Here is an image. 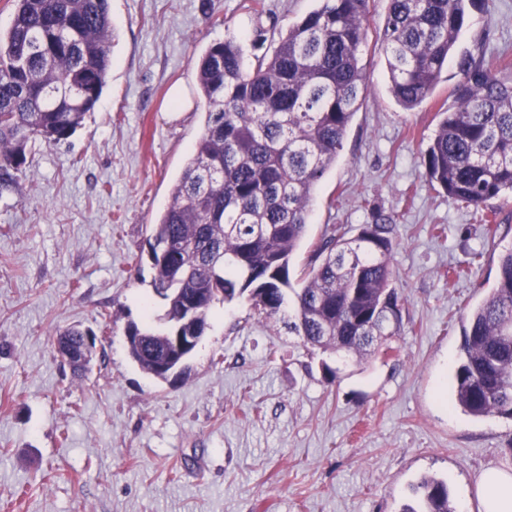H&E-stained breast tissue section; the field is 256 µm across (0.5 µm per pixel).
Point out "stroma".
<instances>
[{
  "instance_id": "stroma-1",
  "label": "stroma",
  "mask_w": 512,
  "mask_h": 512,
  "mask_svg": "<svg viewBox=\"0 0 512 512\" xmlns=\"http://www.w3.org/2000/svg\"><path fill=\"white\" fill-rule=\"evenodd\" d=\"M111 0L117 38L99 102L68 142L35 146L23 193L0 196V512H401L425 475L455 512H479L482 473H512V420L453 405L463 328L512 249V197L485 212L425 178L457 61L494 53L512 78V0H476L433 94L407 111L368 38V92L314 195L290 259L298 280L332 225L395 222L402 288L396 355L323 352L259 315L215 305L184 374L159 381L129 357L153 271L149 227L170 202L204 128L195 62L212 43L286 31L317 0ZM187 99L170 98L173 86ZM97 332L75 377L57 330Z\"/></svg>"
}]
</instances>
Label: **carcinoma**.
I'll return each instance as SVG.
<instances>
[{
	"mask_svg": "<svg viewBox=\"0 0 512 512\" xmlns=\"http://www.w3.org/2000/svg\"><path fill=\"white\" fill-rule=\"evenodd\" d=\"M0 32V195L22 194L37 144L67 141L99 101L111 64L110 0H12ZM374 0H320L279 33L271 53L245 61L236 37L196 61L205 130L171 200L151 225L153 290L170 325L208 324L217 303L250 292L274 317L293 304L288 332L324 352L389 353L405 299L393 284V219L379 214L351 237L332 227L314 251L303 286L288 297L289 261L302 240L318 183L342 149L367 90L361 51ZM473 0H387L377 33L390 92L413 110L434 91ZM456 108L442 113L423 163L432 186L483 209L512 195V80L498 59L457 63ZM80 328L56 333L78 350ZM126 349L144 372L170 350L169 329L129 324ZM467 414L512 419V250L463 330L453 387ZM402 512H454L446 484L414 486Z\"/></svg>",
	"mask_w": 512,
	"mask_h": 512,
	"instance_id": "obj_1",
	"label": "carcinoma"
}]
</instances>
